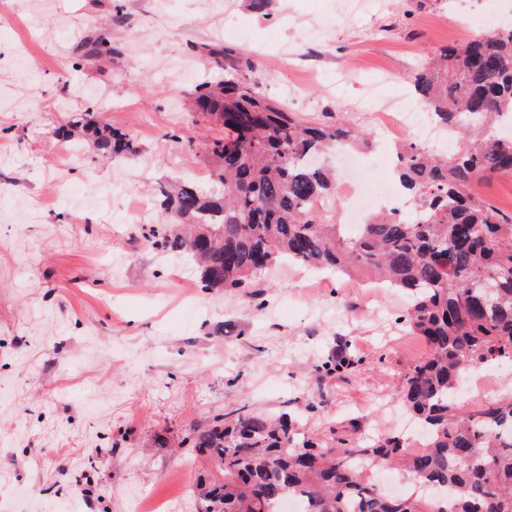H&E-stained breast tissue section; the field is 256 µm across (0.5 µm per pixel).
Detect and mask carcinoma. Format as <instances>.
<instances>
[{
	"instance_id": "carcinoma-1",
	"label": "carcinoma",
	"mask_w": 512,
	"mask_h": 512,
	"mask_svg": "<svg viewBox=\"0 0 512 512\" xmlns=\"http://www.w3.org/2000/svg\"><path fill=\"white\" fill-rule=\"evenodd\" d=\"M111 53L110 38H94L81 58L94 64ZM250 72L247 61L199 87L195 108L222 128L208 151L224 193L204 195L192 180L161 187L154 243L186 255L206 290L247 288L288 262L406 294L404 322L429 355L405 376L403 401L427 443L418 455L398 435L330 445L299 436L286 416L236 408L183 438L213 467L196 484L202 512H280L290 497L304 499L305 512H512V396L476 410L456 397L464 371L512 366V212L473 191L512 176V136L490 134L512 122V25L445 47L416 73L415 91L434 123L457 136L455 147L437 156L400 143L396 175L410 215H375L353 236L304 207L316 198L338 204L336 172L311 158L371 138L338 120L300 118L263 95ZM56 135L76 143L89 135L108 153L136 151L131 136L80 120ZM387 465L422 492L379 491L372 469ZM437 491L451 492V510L437 506Z\"/></svg>"
}]
</instances>
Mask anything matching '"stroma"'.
I'll return each instance as SVG.
<instances>
[{
  "label": "stroma",
  "mask_w": 512,
  "mask_h": 512,
  "mask_svg": "<svg viewBox=\"0 0 512 512\" xmlns=\"http://www.w3.org/2000/svg\"><path fill=\"white\" fill-rule=\"evenodd\" d=\"M0 512H198L186 452L159 446L245 406L298 412L297 432L352 441L404 434L406 374L428 348L402 324L406 295L280 263L251 293L197 290L131 205L183 176L210 193L206 145L221 128L191 110L229 75L205 48L252 60L261 92L308 120L337 115L383 140L355 101L409 90L463 30L483 33L512 0H0ZM113 52L78 61L85 38ZM24 42L39 69L19 76ZM137 143L70 170L55 130L77 117ZM195 146L186 149L185 138ZM352 368H317L339 354Z\"/></svg>",
  "instance_id": "stroma-1"
}]
</instances>
